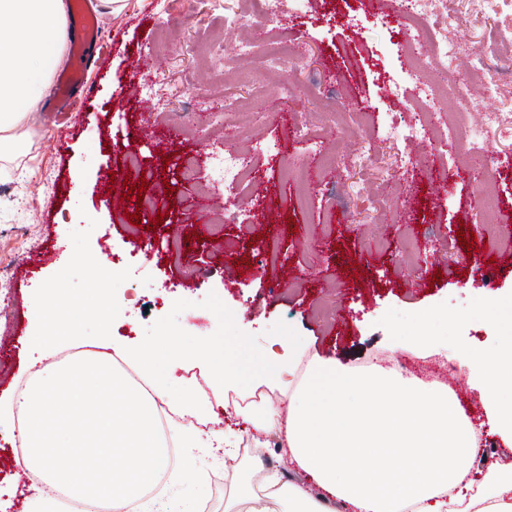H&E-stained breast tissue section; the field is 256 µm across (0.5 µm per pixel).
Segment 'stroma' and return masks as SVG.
Returning a JSON list of instances; mask_svg holds the SVG:
<instances>
[{
    "label": "stroma",
    "mask_w": 512,
    "mask_h": 512,
    "mask_svg": "<svg viewBox=\"0 0 512 512\" xmlns=\"http://www.w3.org/2000/svg\"><path fill=\"white\" fill-rule=\"evenodd\" d=\"M446 5L456 17L448 38L462 48L451 79H467L477 51L512 54L511 20L471 11L464 0ZM238 10V0H115L98 13L109 51L87 73L96 95L65 149L40 109L26 152L0 166V395L18 394L32 373L33 296L52 283L81 309L76 332L90 346L106 335L147 342L163 326L186 348L231 346L256 363L271 340L294 336L310 354L353 368L423 328L436 340L428 353L394 354L417 375L459 341L498 349L480 308L512 302V264L500 259L512 248V129L487 123L501 100L473 88L466 112L486 131L475 157L490 176L484 186L453 165L445 143L385 139L415 112L439 109L414 86L407 48L420 38L391 10L360 14L349 0H308L304 10L262 20ZM234 13L236 27L225 29ZM278 29L291 50L270 66L264 55ZM244 41L253 59H240ZM148 80L157 98L142 93ZM396 83L405 96L392 94ZM228 139L281 146L256 156L244 205L211 186L207 158ZM188 160L196 180L170 176L168 162ZM107 167L136 186L173 179L174 226H153L148 212L132 225L112 206ZM487 192L497 206L492 223L480 206ZM208 197L230 203L233 219L204 210ZM462 231L482 244L479 269L458 259ZM408 240L421 244L424 278L402 261ZM105 245L126 257L112 283L127 301L121 315L99 311L88 276ZM13 428L0 422V512H31V474L16 464ZM239 446L232 470L181 449L197 482L164 484L124 512H153L158 497L175 512L204 503L225 512L255 469L317 494L282 454L253 452L246 436Z\"/></svg>",
    "instance_id": "1"
}]
</instances>
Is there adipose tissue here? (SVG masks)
Here are the masks:
<instances>
[{
	"label": "adipose tissue",
	"mask_w": 512,
	"mask_h": 512,
	"mask_svg": "<svg viewBox=\"0 0 512 512\" xmlns=\"http://www.w3.org/2000/svg\"><path fill=\"white\" fill-rule=\"evenodd\" d=\"M68 37L64 0H0L1 158L24 152V127L65 60ZM62 303L56 287L35 298L40 343L73 340L71 327L53 318ZM484 312L501 351L455 350L461 365L480 374L483 426L447 389L388 367L346 369L306 357L293 340L287 362L248 364L207 344L185 349L168 331L140 344L103 341L102 351L81 364L42 363L28 391L0 399V413L26 415L19 467L40 471L47 485L84 501L110 500L122 512L160 472L175 484L196 479L190 467L168 470V440L227 462L236 458L239 435L223 425L219 401L177 375L195 357L209 364L214 393L268 387L247 410V431L258 445L279 435L283 455L319 489L315 496L298 486L261 495L246 484L239 512H326L331 501L350 512H512L511 466L472 476L485 433L512 443V304H489ZM116 356L136 369L139 384L115 374ZM165 406L184 417L166 440L157 427Z\"/></svg>",
	"instance_id": "adipose-tissue-1"
}]
</instances>
